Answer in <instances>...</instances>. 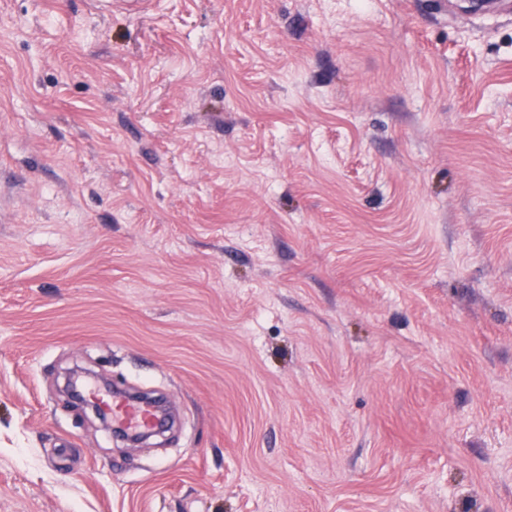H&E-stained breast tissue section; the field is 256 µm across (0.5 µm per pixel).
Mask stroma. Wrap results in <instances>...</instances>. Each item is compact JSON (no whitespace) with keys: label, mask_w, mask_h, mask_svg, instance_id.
Listing matches in <instances>:
<instances>
[{"label":"stroma","mask_w":512,"mask_h":512,"mask_svg":"<svg viewBox=\"0 0 512 512\" xmlns=\"http://www.w3.org/2000/svg\"><path fill=\"white\" fill-rule=\"evenodd\" d=\"M0 512H512V0H0ZM79 378L80 376H77L70 381V397L89 407L95 417L103 424L112 427L113 417L114 420H119L126 423L129 430L136 431L141 429L147 421L152 419V406L141 402H133L121 397L116 393L112 394V416L106 408H103L97 404H88L84 399L82 391L79 389Z\"/></svg>","instance_id":"35a3bbf8"}]
</instances>
